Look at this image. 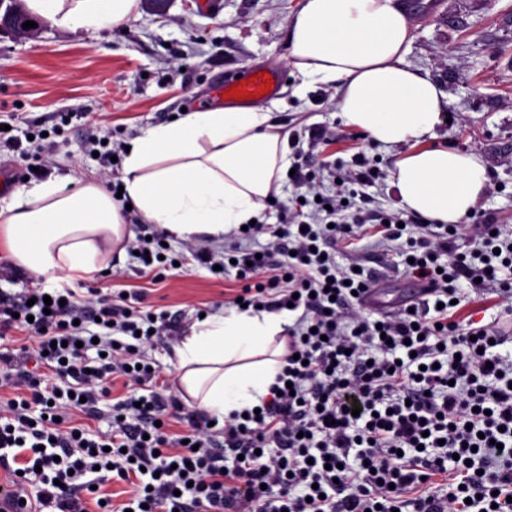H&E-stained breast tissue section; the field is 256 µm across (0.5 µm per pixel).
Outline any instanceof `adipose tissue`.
Returning a JSON list of instances; mask_svg holds the SVG:
<instances>
[{"mask_svg":"<svg viewBox=\"0 0 512 512\" xmlns=\"http://www.w3.org/2000/svg\"><path fill=\"white\" fill-rule=\"evenodd\" d=\"M136 0H29L30 8L85 29L123 24ZM413 36L396 0H301L288 20L289 65L304 81L338 84L345 125L373 142L405 146L391 173L401 208L437 224L470 214L488 181L474 153L435 144L448 98L405 61ZM289 134L260 106L186 112L130 143L123 182L132 210L184 240L223 239L266 219L289 164ZM128 236L101 180L63 193L55 180L0 207L13 265L47 278L99 271ZM285 312L229 308L195 320L174 348L187 406L217 422L262 406L285 365Z\"/></svg>","mask_w":512,"mask_h":512,"instance_id":"1","label":"adipose tissue"}]
</instances>
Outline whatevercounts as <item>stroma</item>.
I'll return each mask as SVG.
<instances>
[{"instance_id":"obj_1","label":"stroma","mask_w":512,"mask_h":512,"mask_svg":"<svg viewBox=\"0 0 512 512\" xmlns=\"http://www.w3.org/2000/svg\"><path fill=\"white\" fill-rule=\"evenodd\" d=\"M299 0H171L165 12L137 4L123 27L74 31L47 19L31 36L0 35V125L22 143L21 152L0 149V169L24 171L28 153L48 148L45 178L60 187L96 177L117 182L122 166L102 167L86 156V144L108 140L128 145L150 127L180 111L215 103L225 74L243 65H274L286 84L272 97V121L290 134L291 154H303L316 172L315 187L336 192L330 167L353 168L366 157L379 176L365 189L364 212H399L391 171L401 150L373 143L347 127L337 114L335 88L304 83L288 64L289 15ZM413 41L406 61L422 69L448 96V122L437 131L439 144L479 155L490 181L473 216L512 233V0H418L409 16ZM319 127L333 133L317 143ZM42 142H28L30 133ZM378 228L368 223L361 239L340 249L336 259L358 258L381 277L383 301L396 309L415 286L398 269L395 248L374 247ZM49 288L89 298L99 291L126 294L142 311L175 315L179 329L155 338L142 356L158 378L147 389L173 385V348L200 315H220L240 283L235 270L213 274L186 259L162 281L145 276L132 254L110 256L92 278L52 280Z\"/></svg>"}]
</instances>
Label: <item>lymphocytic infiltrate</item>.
I'll use <instances>...</instances> for the list:
<instances>
[{"label":"lymphocytic infiltrate","instance_id":"1","mask_svg":"<svg viewBox=\"0 0 512 512\" xmlns=\"http://www.w3.org/2000/svg\"><path fill=\"white\" fill-rule=\"evenodd\" d=\"M345 198L322 197L308 225L298 202L282 208L280 224L248 226L224 250L189 245L202 265L236 267L244 304L289 308L296 319L259 413L219 429L202 412L186 414L177 445L160 425L177 396L133 395L153 376L140 348L171 334L170 317L41 287L30 305L0 296V327L35 338L41 363L68 384L49 397L34 372L7 376L16 395L0 406V468L10 473L0 494L33 485L29 512H86L109 467L117 480L138 478L126 512H512V371L496 351L512 328L498 317L458 319L453 305L462 281L479 296L512 294V239L489 224L437 231L423 217L389 215L378 243L398 242L404 274L429 295L376 317L359 294L376 276L336 260L363 221ZM261 234L269 244L253 249ZM97 325L114 338L96 340ZM92 347L102 354L95 367L81 357ZM117 380L131 397L110 432L87 437L72 416L94 417ZM15 441L28 450L18 474Z\"/></svg>","mask_w":512,"mask_h":512}]
</instances>
